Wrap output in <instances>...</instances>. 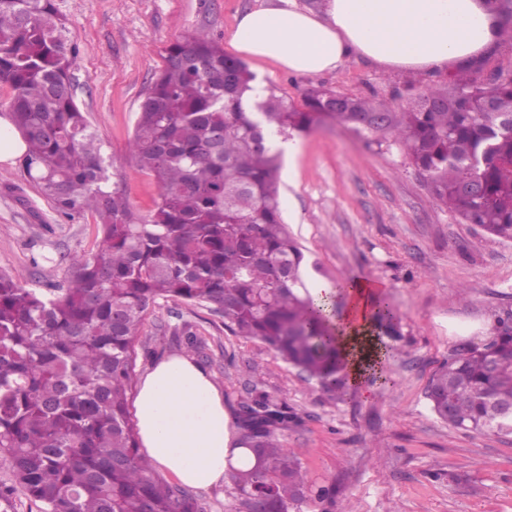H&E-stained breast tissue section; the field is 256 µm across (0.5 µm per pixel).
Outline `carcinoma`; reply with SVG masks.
<instances>
[{
	"mask_svg": "<svg viewBox=\"0 0 512 512\" xmlns=\"http://www.w3.org/2000/svg\"><path fill=\"white\" fill-rule=\"evenodd\" d=\"M512 39V0H497ZM53 0H0V87L26 143L24 167L68 220L98 219L96 250L62 288H30L0 271V462L40 512H202L196 498L153 476L128 411L133 343L161 298L209 308L233 333L257 338L325 389L344 395L345 360L328 315L315 306L303 253L279 208L288 139L331 123L389 137L428 181L436 202L467 224L512 240V76L483 84L465 70L405 112L313 90L296 107L204 31L164 50L139 109L129 150L160 188L133 220L111 185L104 143L75 101L78 50ZM379 112L383 122L370 123ZM433 412L456 428L512 434V324L483 347L463 346L430 378ZM288 421L266 393L242 405L239 441L251 464L232 472L244 502L288 512L308 491L298 459L275 428Z\"/></svg>",
	"mask_w": 512,
	"mask_h": 512,
	"instance_id": "cac0c4a2",
	"label": "carcinoma"
}]
</instances>
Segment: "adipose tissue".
Wrapping results in <instances>:
<instances>
[{
    "label": "adipose tissue",
    "mask_w": 512,
    "mask_h": 512,
    "mask_svg": "<svg viewBox=\"0 0 512 512\" xmlns=\"http://www.w3.org/2000/svg\"><path fill=\"white\" fill-rule=\"evenodd\" d=\"M498 33L494 0H324L320 11L297 0H262L229 36L237 54L282 69L320 74L356 55L401 71H434L467 63ZM374 284L354 281L336 323L353 384L382 359L372 333ZM137 429L152 465L182 484H224L243 467L246 449L232 447L224 396L190 357L170 355L143 376L135 398Z\"/></svg>",
    "instance_id": "obj_1"
}]
</instances>
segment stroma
Instances as JSON below:
<instances>
[{"label": "stroma", "mask_w": 512, "mask_h": 512, "mask_svg": "<svg viewBox=\"0 0 512 512\" xmlns=\"http://www.w3.org/2000/svg\"><path fill=\"white\" fill-rule=\"evenodd\" d=\"M258 0H54L78 47L75 99L105 142L109 173L134 218L159 188L129 153L139 105L163 66V50L199 29L219 43ZM256 85L302 105L313 89L387 103L401 111L447 70L401 72L358 56L317 75L248 61ZM283 157L280 209L300 244L308 285L366 280L396 311L375 326L389 384L367 381L346 397L285 362L267 344L235 335L222 316L159 300L135 339L136 373L160 358L201 349L195 361L221 386L237 416L263 392L284 399L278 430L314 491L289 512H512V435L455 428L425 397L433 372L460 345H483L512 318V241L459 222L433 200L426 178L398 146L328 125L297 135ZM91 216L67 221L30 180L22 159L0 162V271L41 288L65 285L73 259L94 250ZM50 256L34 270L32 259Z\"/></svg>", "instance_id": "stroma-1"}]
</instances>
